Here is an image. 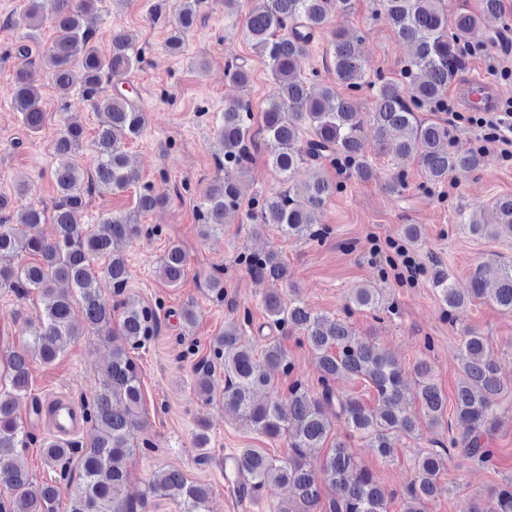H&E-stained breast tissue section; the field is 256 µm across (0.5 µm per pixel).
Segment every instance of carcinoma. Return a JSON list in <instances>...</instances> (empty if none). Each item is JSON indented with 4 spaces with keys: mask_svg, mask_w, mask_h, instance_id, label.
Wrapping results in <instances>:
<instances>
[{
    "mask_svg": "<svg viewBox=\"0 0 512 512\" xmlns=\"http://www.w3.org/2000/svg\"><path fill=\"white\" fill-rule=\"evenodd\" d=\"M350 0H254L245 27V37L271 74L274 89L263 112V142L281 189L270 197L246 198L245 178L258 148L250 132L253 120L247 101L224 106L218 135L224 144L217 158L224 177L209 184L200 205V235L208 239L224 232V225L239 214L244 202L258 223L267 224L294 240L320 237L314 228L326 202L341 190V184L319 176L303 190L293 180L303 164L329 158L348 176L366 180L373 176L364 133L365 119L373 122V151L413 156L422 166L427 183L435 186L470 176L482 166L477 148L457 146L454 126L436 116L448 111V87L453 83L477 46L472 32L487 28L496 32L505 24L501 0H479L474 10L448 17L444 0H381L395 33L412 47L402 67V81L382 75L370 77L358 51V38L342 30L332 41L336 85L310 87L302 77L308 45L332 13L348 9ZM96 0H31L26 19L36 27L52 20L55 39L47 55L37 63L26 45L18 48L23 58L15 71L13 106L32 131L40 129L44 111L38 82L47 69L57 90L68 95L78 88L100 117L93 140L94 174L81 183L75 158L84 141V129L65 117L53 144L54 181L57 199L51 213L31 207L17 224L1 216L8 200L0 198V291L26 297L35 292L43 303L37 323L29 325L27 346L45 363L55 361L76 337L112 322L118 316L117 335L126 344L112 348L105 379L88 404L87 419L92 437L82 445L50 441L42 448L46 466L53 469L78 460L81 482L70 495L69 512H134L135 496L126 483L124 463L138 447L141 427V384L138 366L130 350L138 349L157 335L159 316L155 308L129 297L116 303L107 300L98 287L100 279L112 283L120 294L128 281L122 246L143 234L138 216L166 201V196L146 187L136 196L133 210L103 219L93 230L80 222L88 197L96 191H123L139 180L128 167L125 141L139 136L146 116L133 99V88L122 89L112 78L130 71L140 61L129 38L122 32L110 35L111 49L104 57L95 45L94 32L83 24ZM199 0H180L177 17L166 48L181 52L194 26ZM229 81L246 85L250 71L233 63L225 72ZM366 90L372 112L357 111L354 94ZM424 112L433 116L425 118ZM498 221L477 224L459 215V224L472 234L492 237L512 235V196L495 205ZM51 221L56 236L48 240L38 226ZM237 261L257 278L283 280L286 268L272 253L249 252ZM187 254L172 243L159 259V272L167 284L179 285L185 276ZM431 287L448 308L451 320L475 300L487 299L512 313V263L501 266L495 287H487L484 271L476 267L471 288L463 294L453 287L440 261L431 267ZM79 304L84 323L73 320ZM265 310L276 327L300 333L315 352L321 390L312 392L301 383L289 389L288 408L276 398L279 375L290 370L280 345L268 343L256 352L241 328H224L213 344L212 358L195 369V390L208 403L214 400V375L224 371V405L238 411L251 429L268 437L288 440V459L271 458L261 448H246L237 465L249 488L256 492L271 479L288 485L293 499L277 512H387L384 490L372 474L359 464L341 439L331 446L319 465L311 463L307 450L322 448L329 439L331 419L343 424L380 457L394 455L393 439L420 436L422 427H447V441L415 461L417 478L400 493L403 512H425L434 497L445 466V457L457 451L467 465L482 466L493 457L485 437L495 426L494 409L512 394V385L501 377V363L486 340L469 331L459 346V378L455 390V424L445 421L448 400L434 381L429 361L421 358L412 372L416 398L405 394L404 370L375 342L355 336L340 318L318 315L291 289L288 298L272 293ZM346 312L368 309L394 315L395 302L384 298L371 285L350 289ZM345 375L371 385L377 406L369 408L359 399L335 392L332 382ZM29 351H9L0 363V475L6 477L8 501L0 499V512H58L60 487L50 480L33 483L22 461L30 435L19 421V409L29 388ZM420 404L417 414L413 404ZM150 490L179 503L181 512H206L208 489L188 482L176 470L155 475ZM461 512H512V484L495 489L484 505L468 504Z\"/></svg>",
    "mask_w": 512,
    "mask_h": 512,
    "instance_id": "cac0c4a2",
    "label": "carcinoma"
}]
</instances>
